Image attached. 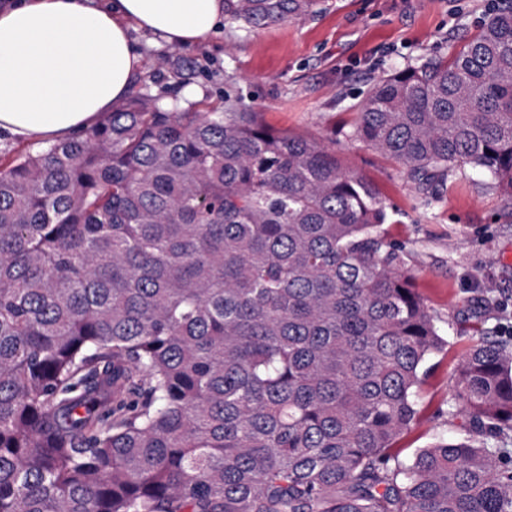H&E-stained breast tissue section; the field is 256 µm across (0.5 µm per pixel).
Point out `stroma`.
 Returning <instances> with one entry per match:
<instances>
[{
  "instance_id": "35a3bbf8",
  "label": "stroma",
  "mask_w": 512,
  "mask_h": 512,
  "mask_svg": "<svg viewBox=\"0 0 512 512\" xmlns=\"http://www.w3.org/2000/svg\"><path fill=\"white\" fill-rule=\"evenodd\" d=\"M493 0H325L313 15L249 32L222 23L204 41L174 47L137 27L143 55L133 91L189 100L237 95L274 130L323 141L371 181L387 206L384 230L447 342L428 360L421 419L399 441L404 455L464 421L456 371L478 325L512 337V201L465 168L435 195L419 194L402 166L344 132L371 86L429 59L451 56L487 19ZM498 305L474 317L480 295Z\"/></svg>"
}]
</instances>
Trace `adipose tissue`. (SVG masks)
Instances as JSON below:
<instances>
[{
    "mask_svg": "<svg viewBox=\"0 0 512 512\" xmlns=\"http://www.w3.org/2000/svg\"><path fill=\"white\" fill-rule=\"evenodd\" d=\"M224 0H21L0 10V131L44 142L94 125L141 65L129 24L184 46L205 39Z\"/></svg>",
    "mask_w": 512,
    "mask_h": 512,
    "instance_id": "ef3b65f1",
    "label": "adipose tissue"
}]
</instances>
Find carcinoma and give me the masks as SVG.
<instances>
[{"instance_id": "carcinoma-1", "label": "carcinoma", "mask_w": 512, "mask_h": 512, "mask_svg": "<svg viewBox=\"0 0 512 512\" xmlns=\"http://www.w3.org/2000/svg\"><path fill=\"white\" fill-rule=\"evenodd\" d=\"M162 99L0 163V512H512V343L463 359L461 436L400 457L447 341L378 190L237 99ZM345 136L422 195L470 166L512 200V0Z\"/></svg>"}]
</instances>
